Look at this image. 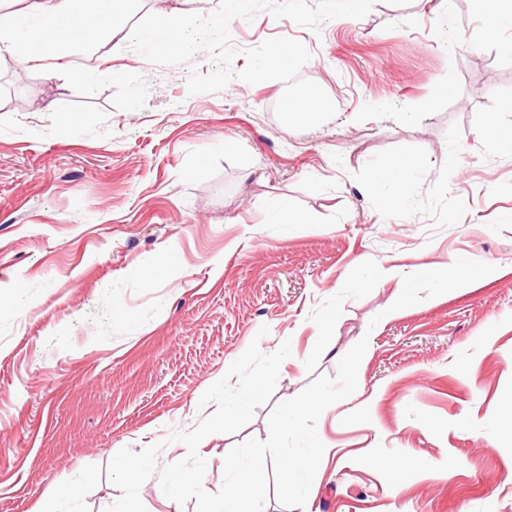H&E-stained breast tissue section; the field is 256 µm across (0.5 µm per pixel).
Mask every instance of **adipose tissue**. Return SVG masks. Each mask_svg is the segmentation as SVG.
<instances>
[{
	"instance_id": "1",
	"label": "adipose tissue",
	"mask_w": 512,
	"mask_h": 512,
	"mask_svg": "<svg viewBox=\"0 0 512 512\" xmlns=\"http://www.w3.org/2000/svg\"><path fill=\"white\" fill-rule=\"evenodd\" d=\"M126 0H27L26 13L0 12V54L24 62L55 58L62 43L86 44L113 33Z\"/></svg>"
}]
</instances>
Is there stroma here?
Segmentation results:
<instances>
[{
    "label": "stroma",
    "instance_id": "1",
    "mask_svg": "<svg viewBox=\"0 0 512 512\" xmlns=\"http://www.w3.org/2000/svg\"><path fill=\"white\" fill-rule=\"evenodd\" d=\"M218 5L130 0L120 23ZM487 30L470 0H378L318 33L234 19V69L273 37L311 51L300 75L337 112L304 131L276 118L277 80L189 95L204 52L161 66L103 35L60 50L80 84L0 55V512H49L70 481L73 512H106L119 450L186 455L169 436L215 412L203 393L251 342H290L270 403L199 445L217 492L232 447L364 337L305 512H512V151L484 136L512 126V37ZM398 158L418 162L399 194L373 179ZM284 202L307 223H273ZM459 257L495 270L384 317L380 266Z\"/></svg>",
    "mask_w": 512,
    "mask_h": 512
}]
</instances>
